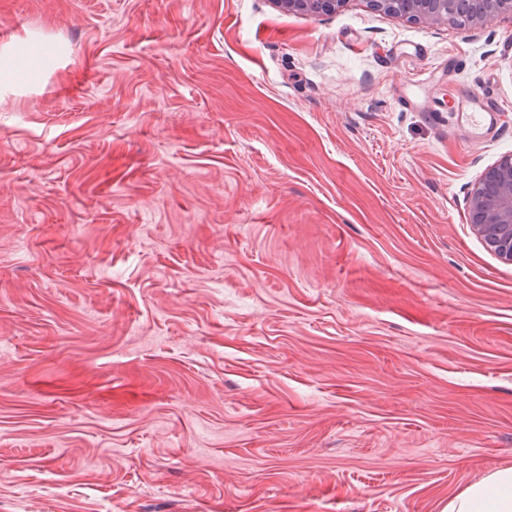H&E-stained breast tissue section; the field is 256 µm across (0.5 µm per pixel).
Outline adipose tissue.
Here are the masks:
<instances>
[{
    "mask_svg": "<svg viewBox=\"0 0 512 512\" xmlns=\"http://www.w3.org/2000/svg\"><path fill=\"white\" fill-rule=\"evenodd\" d=\"M37 59L43 68L55 65L53 51L43 42L26 40L20 49L10 46L0 48V78L12 83L22 71L17 55ZM448 512H512V467L499 468L485 479L464 487L448 504Z\"/></svg>",
    "mask_w": 512,
    "mask_h": 512,
    "instance_id": "1",
    "label": "adipose tissue"
}]
</instances>
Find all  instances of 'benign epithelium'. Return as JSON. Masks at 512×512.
Here are the masks:
<instances>
[{
  "label": "benign epithelium",
  "mask_w": 512,
  "mask_h": 512,
  "mask_svg": "<svg viewBox=\"0 0 512 512\" xmlns=\"http://www.w3.org/2000/svg\"><path fill=\"white\" fill-rule=\"evenodd\" d=\"M289 13L324 15L345 0H272ZM378 9L426 24L482 23L512 13V0H370ZM468 220L499 258L512 262V154L501 156L480 174L468 202Z\"/></svg>",
  "instance_id": "benign-epithelium-1"
}]
</instances>
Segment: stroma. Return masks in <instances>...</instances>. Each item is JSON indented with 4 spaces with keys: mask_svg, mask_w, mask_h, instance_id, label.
Returning <instances> with one entry per match:
<instances>
[{
    "mask_svg": "<svg viewBox=\"0 0 512 512\" xmlns=\"http://www.w3.org/2000/svg\"><path fill=\"white\" fill-rule=\"evenodd\" d=\"M0 512H444L512 467V14L0 0ZM463 90L505 105L465 138ZM21 43L23 55L32 58L27 61L28 65L35 64L34 59H37L44 69H52L54 67L55 54L46 44L36 40H23ZM15 47L4 46L0 48V76L1 83L8 85L20 78L22 71L17 64L16 54L14 53ZM2 75L4 79L2 81ZM468 220L499 258L512 262V154L502 155L475 182Z\"/></svg>",
    "mask_w": 512,
    "mask_h": 512,
    "instance_id": "35a3bbf8",
    "label": "stroma"
}]
</instances>
